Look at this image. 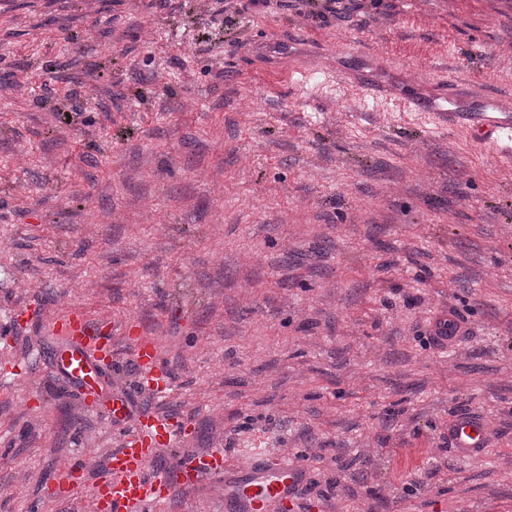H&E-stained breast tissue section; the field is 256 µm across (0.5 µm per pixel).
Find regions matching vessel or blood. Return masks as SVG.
<instances>
[{
	"label": "vessel or blood",
	"mask_w": 512,
	"mask_h": 512,
	"mask_svg": "<svg viewBox=\"0 0 512 512\" xmlns=\"http://www.w3.org/2000/svg\"><path fill=\"white\" fill-rule=\"evenodd\" d=\"M253 48L276 61L292 53L287 42L265 36L255 39ZM440 89L441 103L430 106L439 120L494 136L505 153H512V105L496 96L458 92L447 80L441 81ZM54 331L60 334L62 344L51 351V361L80 393L96 394L101 386L98 367L112 363L111 337L77 312L61 317ZM134 358L139 386L164 393L170 379L155 342L137 337ZM176 435L177 426L169 419L140 414L120 448L109 456L104 475L92 489L95 512H157L175 476L185 474L195 480L204 473L225 477L224 512H272L301 485L300 470L285 463L259 459L246 467L229 468L220 448L184 458L172 468L156 466L158 453ZM447 439L457 457L476 460L487 446L488 429L477 413L463 411L449 419Z\"/></svg>",
	"instance_id": "vessel-or-blood-1"
}]
</instances>
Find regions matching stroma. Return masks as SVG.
Masks as SVG:
<instances>
[{
    "label": "stroma",
    "mask_w": 512,
    "mask_h": 512,
    "mask_svg": "<svg viewBox=\"0 0 512 512\" xmlns=\"http://www.w3.org/2000/svg\"><path fill=\"white\" fill-rule=\"evenodd\" d=\"M326 3L0 0V512H94L133 424L116 397L182 425L157 465L301 468L275 512H512V163L369 94L512 95V0ZM261 28L326 80L266 88ZM69 311L112 330L94 408L48 357ZM137 335L166 394L136 382ZM463 410L482 460L447 446ZM162 512H224V483ZM448 447L466 460L482 457L488 443V429L484 420L475 412L463 411L448 420Z\"/></svg>",
    "instance_id": "1"
}]
</instances>
